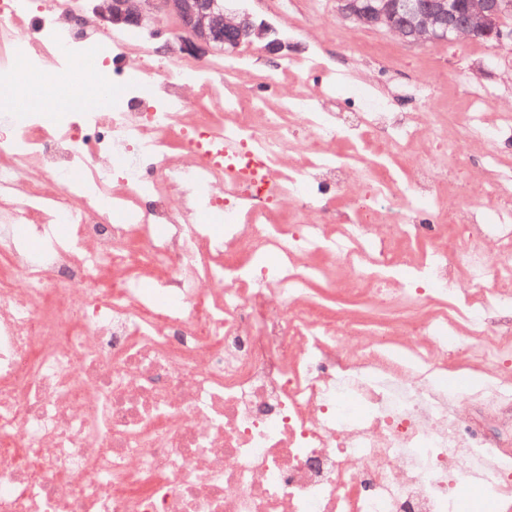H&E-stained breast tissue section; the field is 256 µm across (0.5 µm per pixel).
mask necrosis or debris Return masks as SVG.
Returning <instances> with one entry per match:
<instances>
[{
	"label": "necrosis or debris",
	"mask_w": 512,
	"mask_h": 512,
	"mask_svg": "<svg viewBox=\"0 0 512 512\" xmlns=\"http://www.w3.org/2000/svg\"><path fill=\"white\" fill-rule=\"evenodd\" d=\"M81 2L0 0V512H452L464 477L512 512V113L373 91L347 124L331 87L256 96L250 58L163 60ZM84 45L123 102L27 111L31 68ZM317 285L399 323L360 335ZM460 365L503 409L492 437L438 383Z\"/></svg>",
	"instance_id": "necrosis-or-debris-1"
}]
</instances>
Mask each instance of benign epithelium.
<instances>
[{"mask_svg": "<svg viewBox=\"0 0 512 512\" xmlns=\"http://www.w3.org/2000/svg\"><path fill=\"white\" fill-rule=\"evenodd\" d=\"M338 12L360 26L385 29L405 41L426 45L436 42L458 44L476 37L493 43L499 52L512 53V27L502 15L512 10L509 0L491 6L486 0H470L469 15L455 17L454 0H438L424 8L420 0H386L380 9H368L363 0H337ZM104 22L141 29L159 17L178 21L184 34L182 50L199 57L212 50L235 55L246 47L259 48L275 60L286 48L279 31L238 0H108L101 11Z\"/></svg>", "mask_w": 512, "mask_h": 512, "instance_id": "1", "label": "benign epithelium"}]
</instances>
